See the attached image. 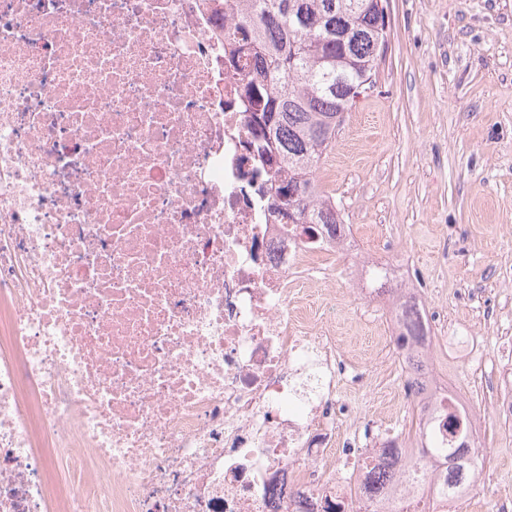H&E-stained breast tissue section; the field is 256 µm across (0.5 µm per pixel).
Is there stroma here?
<instances>
[{"label": "stroma", "mask_w": 512, "mask_h": 512, "mask_svg": "<svg viewBox=\"0 0 512 512\" xmlns=\"http://www.w3.org/2000/svg\"><path fill=\"white\" fill-rule=\"evenodd\" d=\"M387 43L374 91L346 112L317 172L352 226L347 261L413 270L425 306L446 322L438 365L483 420V468L512 499V435L494 414L492 366L470 372L460 349L492 336L482 304L512 332V0H387ZM336 333L366 368L355 400L362 416L395 421L412 440L417 414L393 391V365L379 362L355 321L362 297L344 278L329 283Z\"/></svg>", "instance_id": "1"}]
</instances>
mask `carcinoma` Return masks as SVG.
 Instances as JSON below:
<instances>
[{"label":"carcinoma","mask_w":512,"mask_h":512,"mask_svg":"<svg viewBox=\"0 0 512 512\" xmlns=\"http://www.w3.org/2000/svg\"><path fill=\"white\" fill-rule=\"evenodd\" d=\"M380 0H236V16L224 23V38L234 37L228 63L243 57L261 63L243 75V107L255 134L260 191L270 206L305 220L307 234L318 227L336 230L344 217L321 191L320 161L356 100L374 87L376 61L386 42ZM402 347L427 336L423 314L405 307ZM467 419L448 414L446 448L418 453L444 456L446 478L440 489L453 495L477 470L465 435Z\"/></svg>","instance_id":"carcinoma-1"}]
</instances>
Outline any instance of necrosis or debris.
<instances>
[{"mask_svg":"<svg viewBox=\"0 0 512 512\" xmlns=\"http://www.w3.org/2000/svg\"><path fill=\"white\" fill-rule=\"evenodd\" d=\"M227 54L223 0H0V512H458L437 456L344 431L367 360L306 288L349 228L268 212ZM378 344L468 413L435 337Z\"/></svg>","mask_w":512,"mask_h":512,"instance_id":"4bbe7bcc","label":"necrosis or debris"}]
</instances>
